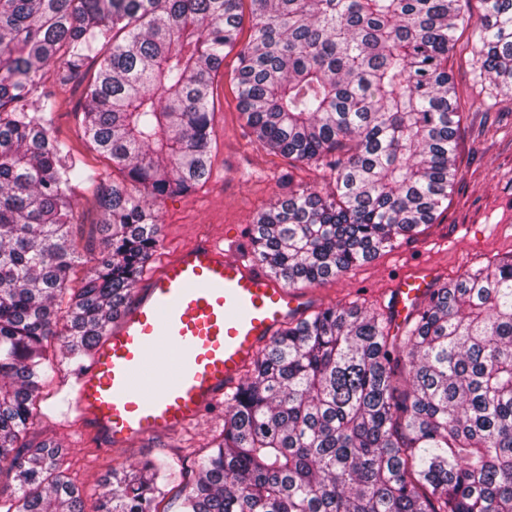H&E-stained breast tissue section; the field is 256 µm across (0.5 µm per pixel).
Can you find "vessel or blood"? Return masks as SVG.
Returning a JSON list of instances; mask_svg holds the SVG:
<instances>
[{
    "label": "vessel or blood",
    "instance_id": "obj_1",
    "mask_svg": "<svg viewBox=\"0 0 512 512\" xmlns=\"http://www.w3.org/2000/svg\"><path fill=\"white\" fill-rule=\"evenodd\" d=\"M431 279L422 269L397 282L394 322L424 299ZM309 306V294L199 239L147 276L75 372L77 419L107 448L183 429L236 387L260 348Z\"/></svg>",
    "mask_w": 512,
    "mask_h": 512
}]
</instances>
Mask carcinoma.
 Here are the masks:
<instances>
[{
    "label": "carcinoma",
    "mask_w": 512,
    "mask_h": 512,
    "mask_svg": "<svg viewBox=\"0 0 512 512\" xmlns=\"http://www.w3.org/2000/svg\"><path fill=\"white\" fill-rule=\"evenodd\" d=\"M0 0V464L6 512H85L24 456L34 401L61 359L90 357L133 297L158 237L151 201L208 172L213 79L238 49L246 126L271 152L321 162L325 191L257 218V261L294 288L335 278L434 222L457 174L448 61L472 28L479 77L512 94V0ZM96 71L88 74V61ZM86 80L83 133L124 176L101 188L102 248L79 263L73 183L95 174L54 138L45 69ZM391 319L327 307L290 322L226 396L224 437L195 462L182 512H512V257L434 289ZM405 364L396 396L394 366ZM161 465L112 472L97 512H166Z\"/></svg>",
    "instance_id": "cac0c4a2"
}]
</instances>
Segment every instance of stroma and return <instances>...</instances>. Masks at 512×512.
<instances>
[{"label":"stroma","mask_w":512,"mask_h":512,"mask_svg":"<svg viewBox=\"0 0 512 512\" xmlns=\"http://www.w3.org/2000/svg\"><path fill=\"white\" fill-rule=\"evenodd\" d=\"M236 53H227L214 78L215 112L211 130L209 173L191 190L171 195L157 205L159 243L148 268L211 236L238 253L253 252L251 228L259 213L291 192L322 189L330 175L311 163L294 162L270 152L249 135L232 81ZM462 117L457 155L458 176L446 207L433 224L380 251L349 272L310 285L313 310L357 306L388 313L395 280L423 264L436 271L435 285L455 281L468 271L512 255V96L491 93L481 81L469 33L459 36L448 62ZM39 91H54L58 112L51 134L65 142L97 178L77 185L73 196L79 215L77 245L85 258L75 270L83 279L103 238L99 207V175L111 173L109 160L90 149L83 135V87H61L46 71ZM76 363L56 365L37 400L35 423L23 444L59 447L58 470L83 492L86 512H94L107 488L103 479L112 469L132 468L158 460L173 477L163 505L179 512L177 477L194 480V461L205 455L224 428V406L216 404L194 425L169 434L150 436L123 448H106L82 431L74 415L63 412V380Z\"/></svg>","instance_id":"obj_1"}]
</instances>
